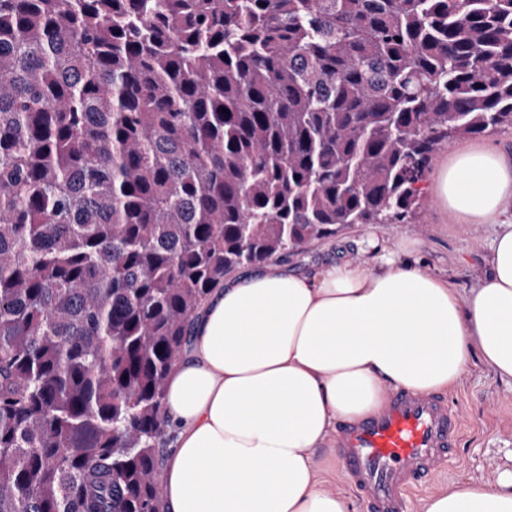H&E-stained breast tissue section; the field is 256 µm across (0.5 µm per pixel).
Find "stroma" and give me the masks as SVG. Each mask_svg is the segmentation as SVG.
Returning <instances> with one entry per match:
<instances>
[{
    "label": "stroma",
    "instance_id": "1",
    "mask_svg": "<svg viewBox=\"0 0 512 512\" xmlns=\"http://www.w3.org/2000/svg\"><path fill=\"white\" fill-rule=\"evenodd\" d=\"M489 224H458L433 196L415 219L406 224H353L335 236L283 258L289 270L305 274L318 266L340 260H367L371 240L395 246L416 244L425 269L448 278L461 296H468L487 271L489 245L495 234ZM456 412L460 433L435 479L415 490L410 512H424L425 502L463 481L497 483L512 470V379L498 376L482 362H474L457 384L443 396Z\"/></svg>",
    "mask_w": 512,
    "mask_h": 512
}]
</instances>
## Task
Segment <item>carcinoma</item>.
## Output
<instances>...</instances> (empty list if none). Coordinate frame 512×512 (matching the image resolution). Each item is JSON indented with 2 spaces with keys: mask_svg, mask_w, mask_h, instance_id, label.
<instances>
[{
  "mask_svg": "<svg viewBox=\"0 0 512 512\" xmlns=\"http://www.w3.org/2000/svg\"><path fill=\"white\" fill-rule=\"evenodd\" d=\"M506 128L512 0H0V512H163L224 278L405 223Z\"/></svg>",
  "mask_w": 512,
  "mask_h": 512,
  "instance_id": "obj_1",
  "label": "carcinoma"
}]
</instances>
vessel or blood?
I'll return each mask as SVG.
<instances>
[{
    "instance_id": "b4317fda",
    "label": "vessel or blood",
    "mask_w": 512,
    "mask_h": 512,
    "mask_svg": "<svg viewBox=\"0 0 512 512\" xmlns=\"http://www.w3.org/2000/svg\"><path fill=\"white\" fill-rule=\"evenodd\" d=\"M457 432V421L442 400L400 391L379 415L343 425L337 449L367 512H408L411 489L448 456Z\"/></svg>"
}]
</instances>
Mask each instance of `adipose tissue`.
<instances>
[{"label":"adipose tissue","instance_id":"ef3b65f1","mask_svg":"<svg viewBox=\"0 0 512 512\" xmlns=\"http://www.w3.org/2000/svg\"><path fill=\"white\" fill-rule=\"evenodd\" d=\"M430 190L457 223L498 227L467 299L404 243L307 274L271 263L208 297L166 381L164 512H351L320 454L337 421L376 414L391 387L443 394L476 359L512 378V159L453 151ZM425 512H512V473Z\"/></svg>","mask_w":512,"mask_h":512}]
</instances>
